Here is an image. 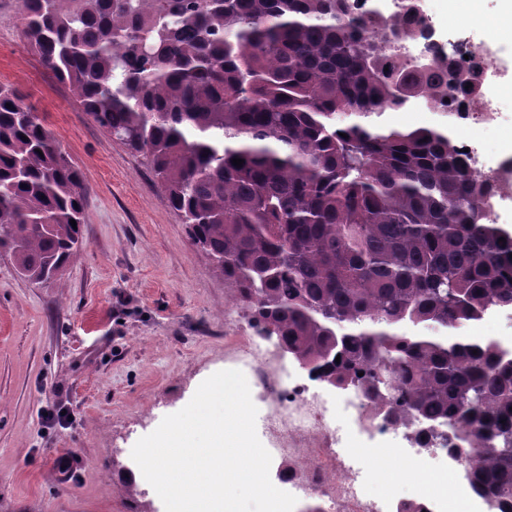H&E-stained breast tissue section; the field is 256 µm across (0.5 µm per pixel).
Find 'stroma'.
<instances>
[{"label": "stroma", "instance_id": "1", "mask_svg": "<svg viewBox=\"0 0 512 512\" xmlns=\"http://www.w3.org/2000/svg\"><path fill=\"white\" fill-rule=\"evenodd\" d=\"M422 5L440 45L462 31L485 45L483 92L498 117L467 126L416 102L384 113L382 124L448 129L472 139L485 168L505 167L512 42L490 30L499 0H463L449 16L437 0ZM19 10L20 0H0V83L36 108L88 192L84 248L60 282L24 280L0 253V512H165L131 450L207 377L235 368L249 311L166 205L143 156L99 128L31 52ZM61 411L66 420L54 421ZM336 419L344 446L368 472L386 473L398 495L413 494L414 472L448 482L426 457L376 453L346 410Z\"/></svg>", "mask_w": 512, "mask_h": 512}]
</instances>
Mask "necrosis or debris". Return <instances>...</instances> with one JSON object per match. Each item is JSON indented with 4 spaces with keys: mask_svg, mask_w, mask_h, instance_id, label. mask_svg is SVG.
<instances>
[{
    "mask_svg": "<svg viewBox=\"0 0 512 512\" xmlns=\"http://www.w3.org/2000/svg\"><path fill=\"white\" fill-rule=\"evenodd\" d=\"M251 380L263 386L269 399L288 409L284 425L288 442L277 454L286 460L281 480L303 495L315 494L319 505L309 512H448L444 499L430 493L398 497L391 490L375 494L370 478L354 453L342 445L341 428L331 418V401L311 394L298 377L271 370L258 340H250L241 358Z\"/></svg>",
    "mask_w": 512,
    "mask_h": 512,
    "instance_id": "necrosis-or-debris-1",
    "label": "necrosis or debris"
}]
</instances>
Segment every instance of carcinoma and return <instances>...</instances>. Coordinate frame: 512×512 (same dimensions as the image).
I'll return each instance as SVG.
<instances>
[{
	"label": "carcinoma",
	"mask_w": 512,
	"mask_h": 512,
	"mask_svg": "<svg viewBox=\"0 0 512 512\" xmlns=\"http://www.w3.org/2000/svg\"><path fill=\"white\" fill-rule=\"evenodd\" d=\"M367 2L21 0L19 20L93 122L145 157L260 335L388 408L420 448L459 428L465 478L487 512H512V358L458 335L512 309V233L490 222L512 162L486 178L446 130L368 122L481 93L414 0V30ZM412 35L420 60L386 53ZM85 195L55 133L0 85V251L20 275L60 279Z\"/></svg>",
	"instance_id": "carcinoma-1"
}]
</instances>
